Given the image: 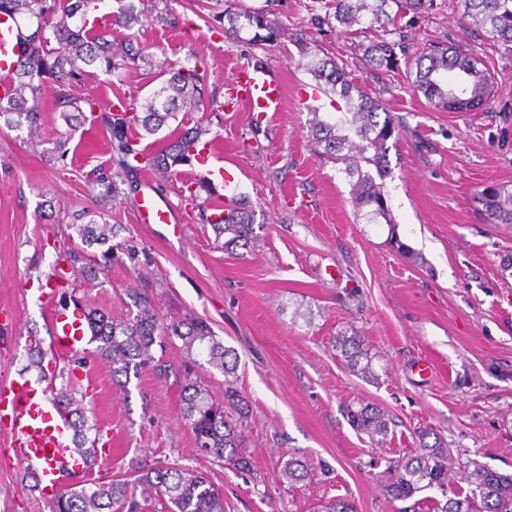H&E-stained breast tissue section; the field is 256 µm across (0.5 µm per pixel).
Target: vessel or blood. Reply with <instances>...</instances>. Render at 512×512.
<instances>
[{
	"mask_svg": "<svg viewBox=\"0 0 512 512\" xmlns=\"http://www.w3.org/2000/svg\"><path fill=\"white\" fill-rule=\"evenodd\" d=\"M24 49L12 19L0 16V75L10 74ZM284 86L267 67L245 64L236 70L228 88L226 104L256 115L280 111ZM140 219L148 224L170 225L174 215L154 191L142 194L137 202ZM49 327L57 345L72 350L84 333L82 322L50 311ZM69 424L58 412L53 399L23 377L0 383V430L9 438V451L20 463L34 470L41 492L54 489L61 474L79 467L80 458L68 443Z\"/></svg>",
	"mask_w": 512,
	"mask_h": 512,
	"instance_id": "obj_1",
	"label": "vessel or blood"
}]
</instances>
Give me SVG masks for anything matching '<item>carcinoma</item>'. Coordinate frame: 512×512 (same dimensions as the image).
I'll return each mask as SVG.
<instances>
[{
	"label": "carcinoma",
	"instance_id": "obj_1",
	"mask_svg": "<svg viewBox=\"0 0 512 512\" xmlns=\"http://www.w3.org/2000/svg\"><path fill=\"white\" fill-rule=\"evenodd\" d=\"M334 12L325 15L323 23L335 20L350 34H369L368 44H358L364 61L382 73L394 71L400 64L396 48L401 41L390 39L400 30L397 20L410 14L425 18L432 14L436 0H332ZM395 13H390L391 6ZM460 20L479 31L495 45L512 52V0H462ZM108 10L112 20L124 28L139 22L136 0H68L62 6L60 18L48 25L46 0H0V15L28 17L31 31L21 32L29 52L16 62L11 87L0 95V120L11 128L40 124L38 99L49 84L57 86V105L64 121L71 124L94 112L97 102L72 96L69 87L89 67H100L112 76L136 62L142 52L133 44L116 50L104 38L91 36L89 27L93 14ZM232 37L240 36L246 28L254 29L251 41L258 45L274 43L280 31L267 15L255 9L224 10ZM307 70L324 94L340 100L336 113L323 115L311 112L309 138L325 158L342 164L341 172L351 185L352 202L363 213L367 222L384 221L395 228L391 210L384 194L383 181L388 177V142L398 137L400 125L383 107L381 101L370 97L350 76L346 67L330 56L315 58L307 63ZM160 79L149 99L133 115L113 120L112 133L117 137L120 165L131 166L129 159L137 152L127 141L125 128L134 124L148 135L156 134L169 121L178 124L169 135L167 146L152 158L157 169H170L195 156L202 130L186 127L178 120L181 111H194L201 102L197 67L180 66L158 73ZM413 87L435 108L452 111L450 99L458 95L482 109L495 96V86L482 60L468 50L447 43L432 44L420 57ZM477 200L491 224H512V189L501 184H487L477 193ZM224 217L213 223L224 234L225 251L234 254L246 247L254 237V224L247 211L241 208L223 209ZM80 246L101 249L105 259L112 258L110 241L117 235V225L99 224L89 219L78 225ZM137 313L125 319H116L109 313L90 308L85 319L96 344L95 354L112 367V379L130 380L141 365L151 359L152 347L166 337H176L188 354L194 351L205 355L211 367L224 374V402L212 400L206 389L192 380L182 389V419L191 428L197 447L203 453L226 461L240 470H248L251 462L242 451L243 422L248 418V404L232 379L237 367L236 353L216 339L210 326L203 320L188 316L164 322L158 317L150 299L140 296L135 301ZM340 349L347 366L365 378H374L372 356L364 340L357 336H339ZM54 379L60 386H51L54 401L74 416L70 426L73 442L81 449L89 442L87 433L101 430L88 424L84 398L76 397L74 369L61 368ZM349 420L354 429L368 436L370 443L381 446L387 441L390 420L386 412L372 403L349 409ZM418 451L397 460L390 466L385 492L394 501H406L415 494L435 488L445 502L433 501L434 512H512V477L487 465L470 459H454L447 442L423 428L416 432ZM433 441H428V438ZM310 468L301 457H290L283 466L282 478L300 482L309 477ZM141 492L159 502L168 512H224V496L201 473L175 464H162L138 474L132 480L113 479L107 483L80 481L53 495L51 512H136L139 504L135 492Z\"/></svg>",
	"mask_w": 512,
	"mask_h": 512
}]
</instances>
